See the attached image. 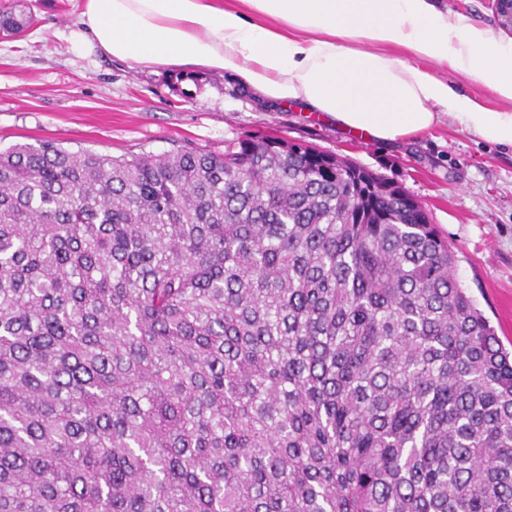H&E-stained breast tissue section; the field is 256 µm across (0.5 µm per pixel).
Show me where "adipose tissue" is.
I'll return each mask as SVG.
<instances>
[{
    "label": "adipose tissue",
    "mask_w": 512,
    "mask_h": 512,
    "mask_svg": "<svg viewBox=\"0 0 512 512\" xmlns=\"http://www.w3.org/2000/svg\"><path fill=\"white\" fill-rule=\"evenodd\" d=\"M83 0L76 49L143 69L233 71L260 100L299 102L337 126L393 142L442 115L512 147V39L448 16L432 0ZM409 51L413 62L391 56ZM488 83L510 110L491 112L429 63Z\"/></svg>",
    "instance_id": "1"
}]
</instances>
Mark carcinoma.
Masks as SVG:
<instances>
[{
	"mask_svg": "<svg viewBox=\"0 0 512 512\" xmlns=\"http://www.w3.org/2000/svg\"><path fill=\"white\" fill-rule=\"evenodd\" d=\"M409 199L277 136L0 151V512H512V352Z\"/></svg>",
	"mask_w": 512,
	"mask_h": 512,
	"instance_id": "obj_1",
	"label": "carcinoma"
}]
</instances>
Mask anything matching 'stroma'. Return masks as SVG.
I'll use <instances>...</instances> for the list:
<instances>
[{
  "label": "stroma",
  "instance_id": "1",
  "mask_svg": "<svg viewBox=\"0 0 512 512\" xmlns=\"http://www.w3.org/2000/svg\"><path fill=\"white\" fill-rule=\"evenodd\" d=\"M36 27L0 35V150L52 140L115 157L160 154L181 144L217 153L255 134H277L345 157L397 183L447 237L457 277L512 347V147L479 140L456 119L396 141L378 142L341 129L301 104L261 106L232 71L197 67L184 80L173 68L139 69L69 42L78 0H30ZM449 15L502 33L493 0H434ZM431 72L475 96L489 111L506 110L480 80L431 64Z\"/></svg>",
  "mask_w": 512,
  "mask_h": 512
}]
</instances>
